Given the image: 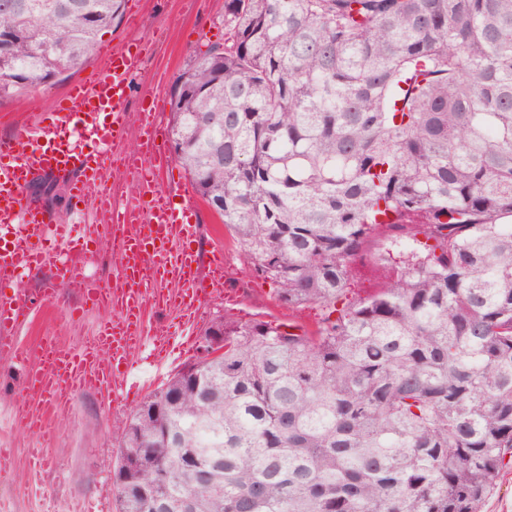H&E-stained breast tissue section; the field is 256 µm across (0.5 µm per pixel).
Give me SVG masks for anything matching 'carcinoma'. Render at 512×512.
Returning <instances> with one entry per match:
<instances>
[{"instance_id": "obj_1", "label": "carcinoma", "mask_w": 512, "mask_h": 512, "mask_svg": "<svg viewBox=\"0 0 512 512\" xmlns=\"http://www.w3.org/2000/svg\"><path fill=\"white\" fill-rule=\"evenodd\" d=\"M123 4L0 0V99L82 66ZM171 112L194 193L325 313L224 318V355L123 424L148 465L113 474L121 512H483L512 454V0H224ZM381 226L418 247L352 301Z\"/></svg>"}]
</instances>
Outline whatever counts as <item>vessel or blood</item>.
<instances>
[{"mask_svg": "<svg viewBox=\"0 0 512 512\" xmlns=\"http://www.w3.org/2000/svg\"><path fill=\"white\" fill-rule=\"evenodd\" d=\"M138 66V52L107 51L93 77L70 85L64 97L49 111L37 113L17 137L0 140V284L12 279L19 267L41 265L48 237L58 238L76 253L85 239L100 236L101 225L137 228L136 237L122 244L123 286L112 292L120 304V318L103 323L96 340L80 351L45 339L36 367L25 375L24 389L37 403L26 407L24 423L41 432L67 408L75 389L111 387V366L100 363L101 352L111 354V365L123 366L122 385L129 389L153 383L167 371L173 362L171 331L164 324L143 330L145 301L160 309L177 310L186 323L195 320L201 283L196 255L187 242L195 237L196 227L175 209L176 189L169 186L153 192L144 206L122 208L105 181L113 158L111 146L126 130L124 103ZM158 133L154 119H145L137 149L126 155L127 170L146 185L153 182L157 169L168 164L157 143ZM54 173L74 175L76 201L94 194L97 223L53 226L46 222L26 186L35 176ZM82 277L81 267L61 262L55 280L45 286V297H53L59 284ZM168 279L180 283V293L157 290V283ZM30 313L22 298L0 295L1 327H24Z\"/></svg>", "mask_w": 512, "mask_h": 512, "instance_id": "vessel-or-blood-1", "label": "vessel or blood"}]
</instances>
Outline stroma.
Masks as SVG:
<instances>
[{"mask_svg":"<svg viewBox=\"0 0 512 512\" xmlns=\"http://www.w3.org/2000/svg\"><path fill=\"white\" fill-rule=\"evenodd\" d=\"M224 37V0H126L124 15L117 27L99 39L98 54L78 69L67 72L52 87L20 98L0 101V139L11 138L22 129L30 114L44 111L70 83L93 75L99 56L111 49L141 48L142 62L133 76L132 92L125 110L127 129L115 141V153L135 150L143 110L156 104L162 128H169L170 99L175 79L192 64L198 48ZM58 190L52 201L43 203L47 219L68 224L75 208L93 221L91 203L75 205L70 176L57 179ZM191 223L200 226L190 243L198 255L197 274L208 281L214 255L228 254L226 277L239 291L237 303H225L222 295L202 296L199 316L191 330L193 342L177 355V367L194 361L199 353L203 331L214 317L236 320L262 319L313 328L322 311L316 306L291 308L277 299L275 284L257 277L248 268L244 250L232 242L223 224L194 192H187ZM388 230H380L371 247L372 257L355 261L348 281L350 297H366L388 280L389 272L376 265L375 253L389 249ZM50 258L41 266L20 268L5 293L25 299L31 308L29 324L20 340L28 352L29 364H36L42 337L51 336L74 350H82L96 335L99 325L110 318L109 310L86 304L84 295L72 288L58 291L54 304L41 297L44 285L53 279L63 254L56 243L48 245ZM143 390L109 393L100 389L76 392L68 410L52 421L48 438L26 428L15 418L23 402L19 365L11 356L0 354V512H119L120 503L113 484L118 465V426L143 402Z\"/></svg>","mask_w":512,"mask_h":512,"instance_id":"stroma-1","label":"stroma"}]
</instances>
